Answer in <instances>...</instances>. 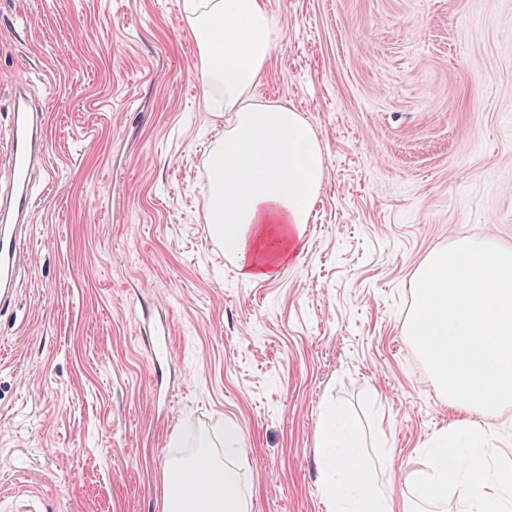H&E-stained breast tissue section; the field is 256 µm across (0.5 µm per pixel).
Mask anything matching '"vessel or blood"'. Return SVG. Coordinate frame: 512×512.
Wrapping results in <instances>:
<instances>
[{"label": "vessel or blood", "mask_w": 512, "mask_h": 512, "mask_svg": "<svg viewBox=\"0 0 512 512\" xmlns=\"http://www.w3.org/2000/svg\"><path fill=\"white\" fill-rule=\"evenodd\" d=\"M16 122L6 139L11 162V188L0 199V306L11 304L16 277L26 261L15 229L30 223L38 197L33 172L46 163V135L42 112L24 89H16L13 99Z\"/></svg>", "instance_id": "b4317fda"}]
</instances>
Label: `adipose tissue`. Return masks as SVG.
I'll return each mask as SVG.
<instances>
[{
	"label": "adipose tissue",
	"mask_w": 512,
	"mask_h": 512,
	"mask_svg": "<svg viewBox=\"0 0 512 512\" xmlns=\"http://www.w3.org/2000/svg\"><path fill=\"white\" fill-rule=\"evenodd\" d=\"M196 35L204 77L224 95L233 120L209 159V222L246 280L275 278L296 255L302 226L318 198L327 162L313 129L291 106L263 103L253 92L272 59L277 31L265 0H178ZM321 466L333 478V512H416L417 502L447 500L466 488L459 512H512V466L497 463L490 433L456 421L428 446L427 465L406 473L417 498L379 488L359 450L360 434L325 417ZM238 467L212 459L199 442L186 460L164 469L166 512H249Z\"/></svg>",
	"instance_id": "ef3b65f1"
}]
</instances>
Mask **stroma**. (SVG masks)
Segmentation results:
<instances>
[{"label":"stroma","instance_id":"stroma-1","mask_svg":"<svg viewBox=\"0 0 512 512\" xmlns=\"http://www.w3.org/2000/svg\"><path fill=\"white\" fill-rule=\"evenodd\" d=\"M258 93L327 157L297 255L241 279L207 222L227 120L177 0H0V132L31 80L50 181L0 310V512H164L163 468L237 425L250 512H330L329 411L406 490L462 418L406 331L424 262L512 249V0H266ZM167 325L168 364L149 332Z\"/></svg>","mask_w":512,"mask_h":512}]
</instances>
